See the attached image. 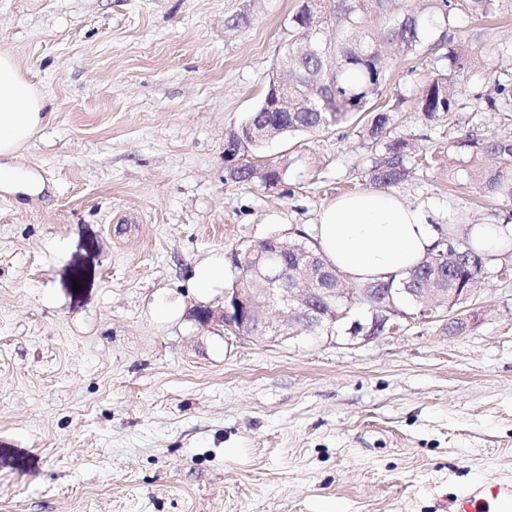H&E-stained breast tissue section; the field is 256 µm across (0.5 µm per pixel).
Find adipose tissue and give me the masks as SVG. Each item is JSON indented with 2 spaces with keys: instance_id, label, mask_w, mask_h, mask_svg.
<instances>
[{
  "instance_id": "1",
  "label": "adipose tissue",
  "mask_w": 512,
  "mask_h": 512,
  "mask_svg": "<svg viewBox=\"0 0 512 512\" xmlns=\"http://www.w3.org/2000/svg\"><path fill=\"white\" fill-rule=\"evenodd\" d=\"M45 97L21 72L15 58L0 52V188L31 194L34 174L12 164L20 147L50 115ZM322 254L349 281L378 283L418 265L438 237L425 211L380 191L336 198L316 229Z\"/></svg>"
}]
</instances>
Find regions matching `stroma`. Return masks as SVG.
Here are the masks:
<instances>
[{
  "instance_id": "1",
  "label": "stroma",
  "mask_w": 512,
  "mask_h": 512,
  "mask_svg": "<svg viewBox=\"0 0 512 512\" xmlns=\"http://www.w3.org/2000/svg\"><path fill=\"white\" fill-rule=\"evenodd\" d=\"M300 4L0 0V51L52 113L14 158L41 191L0 189V512H441L512 476V278L368 340L365 305L276 342L190 316L223 305L233 251L314 238L373 188L364 120L266 143L276 187L228 177ZM469 46L456 112L419 115L426 45L374 102L412 146L392 194L460 234L512 214L450 177L449 145L512 136L469 106L508 60Z\"/></svg>"
}]
</instances>
